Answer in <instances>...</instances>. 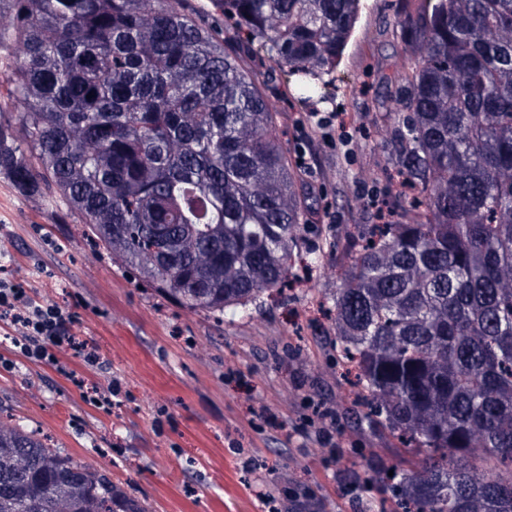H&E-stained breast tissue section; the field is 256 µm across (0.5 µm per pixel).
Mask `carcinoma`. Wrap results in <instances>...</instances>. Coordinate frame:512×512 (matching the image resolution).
Masks as SVG:
<instances>
[{
    "label": "carcinoma",
    "mask_w": 512,
    "mask_h": 512,
    "mask_svg": "<svg viewBox=\"0 0 512 512\" xmlns=\"http://www.w3.org/2000/svg\"><path fill=\"white\" fill-rule=\"evenodd\" d=\"M209 4L0 0L23 106L0 125V178L62 202L166 300L233 320L282 286L307 212L257 62L298 105L326 99L363 4ZM397 25L404 96L372 111L394 116L391 163L417 195L361 233L328 300L361 420L419 463H370L363 481L393 512H512V0H399ZM0 512L149 507L14 419Z\"/></svg>",
    "instance_id": "cac0c4a2"
}]
</instances>
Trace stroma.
<instances>
[{
  "label": "stroma",
  "instance_id": "1",
  "mask_svg": "<svg viewBox=\"0 0 512 512\" xmlns=\"http://www.w3.org/2000/svg\"><path fill=\"white\" fill-rule=\"evenodd\" d=\"M397 3L364 11L336 73L359 83L316 111L290 109L281 71L265 69L268 100L285 113L288 151L304 171L311 211L288 287L262 294L244 319L218 322L170 304L135 270L90 246L62 203L0 182V251L10 255L0 278L36 300L70 305L78 334L96 343L131 395L119 405H92L84 385L108 382L79 358L58 352L68 368L62 374L27 360L0 335L1 409L75 463L134 489L153 512H262L261 492L293 484L311 489L322 512H379L381 493L354 476L374 459L398 462L404 450L397 438L357 423L356 395L339 379L332 322L318 301L336 286L349 231L376 223L370 200L386 195L374 173L380 157L366 146L387 145L394 133L370 106L398 96L389 81L405 61L394 34ZM338 110L352 123L318 125L316 113ZM330 240L335 251L320 268L307 267L305 256ZM309 399L327 401L342 424L335 449L272 433L254 414L262 406L288 423ZM159 409L171 417L160 432L153 425ZM249 456L268 459L269 469L247 470Z\"/></svg>",
  "mask_w": 512,
  "mask_h": 512
}]
</instances>
